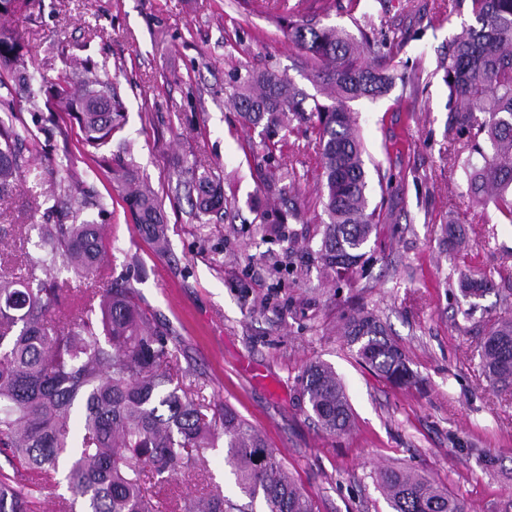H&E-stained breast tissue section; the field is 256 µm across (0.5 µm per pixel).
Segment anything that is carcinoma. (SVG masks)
I'll return each instance as SVG.
<instances>
[{
  "instance_id": "1",
  "label": "carcinoma",
  "mask_w": 512,
  "mask_h": 512,
  "mask_svg": "<svg viewBox=\"0 0 512 512\" xmlns=\"http://www.w3.org/2000/svg\"><path fill=\"white\" fill-rule=\"evenodd\" d=\"M280 19L286 36L321 69L320 96L309 95L273 71L232 76L228 103L244 126L266 135L264 201L253 203L263 231L286 238L287 211L269 206L296 184L290 161L274 156L276 138L293 122L305 123L320 148V203L327 221L316 259L326 277L356 268L377 236L382 209L370 207L364 146L348 103L384 96L396 74L390 62L395 40L361 30L356 42L343 30L310 17L306 4ZM41 0H0L1 14H32ZM477 26L448 46L439 68L445 73L454 107L448 130L462 151L467 192L478 203L491 201L512 224V0H470ZM370 62L362 61L364 56ZM36 80L18 33L0 26V89L27 87ZM30 112L47 111L79 126L85 146L100 152L123 125L125 115L103 63L65 67L54 81H41ZM483 113L479 119L475 112ZM13 97L0 95V199L29 171L20 149L28 132L18 125ZM482 165L473 163L474 157ZM120 193L139 235L159 253L168 250L167 224L157 197L140 188L126 167L114 170ZM198 215L219 213L226 199L210 171L192 172ZM53 207L71 223L40 227L38 258L24 273L0 269V455L35 482L0 481V512H35L45 491L60 499L59 512H314L311 497L236 411L199 396V377H174L179 350L167 329L133 301L128 281L103 264L100 225L80 218L87 204L85 181L71 176L64 193H51ZM66 270L89 288L58 281ZM494 287V272L462 271L459 293L480 299ZM77 298V316L58 314L61 298ZM342 336L356 356L378 376L396 384L411 381L402 349L388 338L371 313L345 318ZM489 385L512 390V318L494 323L480 351ZM300 392L322 429L348 431L349 399L331 365L313 362L298 376ZM224 440V464L241 498L216 485L200 496L162 494L161 488L204 462ZM376 482L392 512H468L464 501L429 475L386 467ZM66 484L68 495L59 493Z\"/></svg>"
}]
</instances>
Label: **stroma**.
<instances>
[{"mask_svg": "<svg viewBox=\"0 0 512 512\" xmlns=\"http://www.w3.org/2000/svg\"><path fill=\"white\" fill-rule=\"evenodd\" d=\"M280 2L266 0L261 12L245 0H43L33 15L0 16L36 75L56 77L64 50L106 63L125 111L112 144H131L122 159L155 192L169 226V249L156 253L79 127L33 124V171L0 200V257L19 269L38 255L33 199L66 179L49 174L48 159L71 158L98 200L83 217L101 224L113 276H128L139 306L169 330L180 367L198 373L205 398L231 407L278 450L316 512H390L375 480L381 466L428 474L471 512H501L512 498V391L489 386L478 353L490 324L512 317V224L500 223L494 206L472 203L461 167L448 159L453 102L438 68L455 33L472 24L469 7L361 0L353 9L337 0L325 19L353 35L364 19L376 33L401 34L395 68L420 77L418 87L397 83L384 97L349 104L370 200L391 199L393 212L365 266L334 283L312 260L324 215L310 132L296 125L277 145L297 171L300 215L288 238L266 237L250 210L265 174L264 137L225 105L236 72L273 70L316 93L311 62L277 23ZM193 169L219 177L224 217L196 218ZM449 224L465 228L463 253L444 242ZM288 266L292 274L274 277ZM493 268L505 281L468 308L458 271ZM357 310L375 315L401 347L411 384L376 376L337 335ZM316 361L346 387L347 433L324 432L300 393L297 379ZM210 481H224L223 448L179 475L176 491L197 494Z\"/></svg>", "mask_w": 512, "mask_h": 512, "instance_id": "35a3bbf8", "label": "stroma"}]
</instances>
